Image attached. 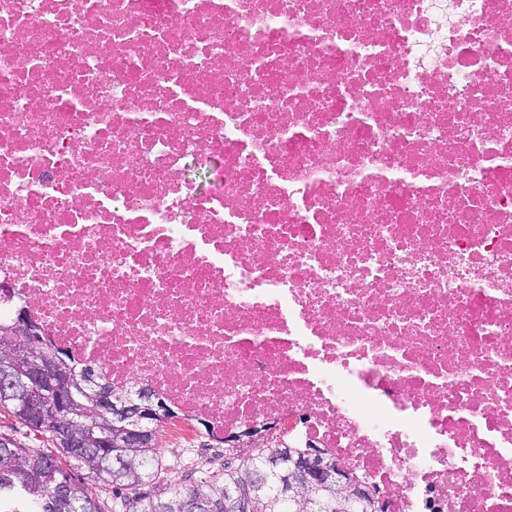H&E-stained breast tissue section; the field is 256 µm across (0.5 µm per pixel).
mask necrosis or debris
Here are the masks:
<instances>
[{"label":"necrosis or debris","mask_w":512,"mask_h":512,"mask_svg":"<svg viewBox=\"0 0 512 512\" xmlns=\"http://www.w3.org/2000/svg\"><path fill=\"white\" fill-rule=\"evenodd\" d=\"M0 314L380 512H512V0H0Z\"/></svg>","instance_id":"1"}]
</instances>
